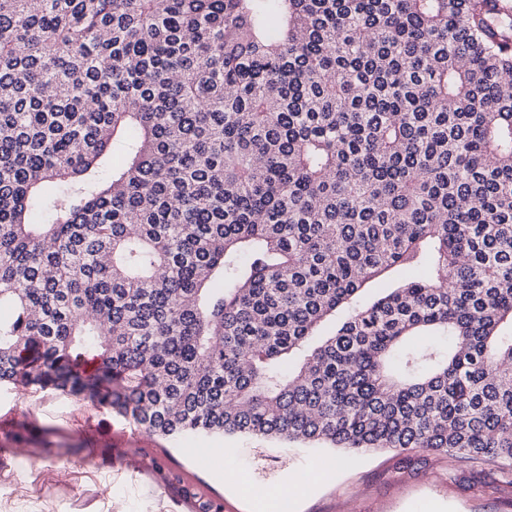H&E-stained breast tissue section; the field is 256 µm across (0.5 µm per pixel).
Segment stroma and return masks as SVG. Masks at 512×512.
Masks as SVG:
<instances>
[{"label":"stroma","mask_w":512,"mask_h":512,"mask_svg":"<svg viewBox=\"0 0 512 512\" xmlns=\"http://www.w3.org/2000/svg\"><path fill=\"white\" fill-rule=\"evenodd\" d=\"M0 512H512V467L453 456L165 438L59 392L0 386Z\"/></svg>","instance_id":"35a3bbf8"}]
</instances>
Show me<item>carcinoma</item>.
I'll return each mask as SVG.
<instances>
[{
  "label": "carcinoma",
  "instance_id": "1",
  "mask_svg": "<svg viewBox=\"0 0 512 512\" xmlns=\"http://www.w3.org/2000/svg\"><path fill=\"white\" fill-rule=\"evenodd\" d=\"M506 74L499 0H0V386L512 464Z\"/></svg>",
  "mask_w": 512,
  "mask_h": 512
}]
</instances>
